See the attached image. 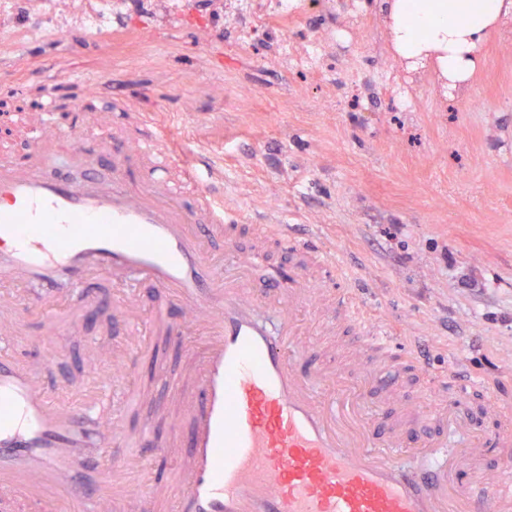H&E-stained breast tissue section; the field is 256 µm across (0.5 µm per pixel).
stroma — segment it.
Returning a JSON list of instances; mask_svg holds the SVG:
<instances>
[{
  "label": "stroma",
  "instance_id": "stroma-1",
  "mask_svg": "<svg viewBox=\"0 0 512 512\" xmlns=\"http://www.w3.org/2000/svg\"><path fill=\"white\" fill-rule=\"evenodd\" d=\"M350 2L303 0L297 18L247 44L202 0H128L92 42L79 14L93 0H53L45 10L57 39L33 38L36 0H21L0 20V87L15 91L0 109V148L26 139L19 112L40 101L46 78L133 96L223 179L243 220L314 226L339 260V287L398 336L405 389H422L404 351L421 336L428 367L471 383L474 429L491 437L503 425L489 401L512 403V19L481 43L474 74L454 90L396 53L377 0H360L357 28ZM310 43L322 46L314 70L282 52ZM139 292L151 349L132 383L146 401L167 403L155 424L166 442L182 405L148 366L183 371L186 353L156 333L155 292ZM94 294L97 305L79 301L74 326L36 315L15 323L22 360L50 368L64 391L91 381L122 333L110 281Z\"/></svg>",
  "mask_w": 512,
  "mask_h": 512
}]
</instances>
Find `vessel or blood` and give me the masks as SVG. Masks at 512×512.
Wrapping results in <instances>:
<instances>
[{"mask_svg": "<svg viewBox=\"0 0 512 512\" xmlns=\"http://www.w3.org/2000/svg\"><path fill=\"white\" fill-rule=\"evenodd\" d=\"M60 104L50 82L31 145L0 156V240L12 242L0 252V512H114L128 499L132 512H512V471L482 469L488 447L461 410L468 384L425 373L439 402H407L392 427L367 407L362 386L390 393L401 376L385 324L352 293L337 294L324 321L360 336L356 371L305 367L312 345L294 311L316 305L306 262L330 265L329 251L287 225H257L262 242L299 260L255 291L248 275L265 249H240L239 215L167 126L135 114L127 129L92 136L85 118L102 109L101 94L73 99L65 124ZM215 238L220 261L206 246ZM103 278L120 290L125 335L139 333L134 288L145 283L169 339L190 345L196 326L205 330L185 373L163 378L192 396L183 456L156 440L152 414L127 424L139 401L125 384L135 364L127 353L63 397L14 351L5 314L61 312ZM108 399L119 412L108 413ZM428 420L436 437L416 436ZM118 444L126 454L111 457ZM465 463L473 475L463 486ZM156 469L168 484L130 497L125 475Z\"/></svg>", "mask_w": 512, "mask_h": 512, "instance_id": "b4317fda", "label": "vessel or blood"}]
</instances>
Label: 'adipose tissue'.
Segmentation results:
<instances>
[{"label":"adipose tissue","mask_w":512,"mask_h":512,"mask_svg":"<svg viewBox=\"0 0 512 512\" xmlns=\"http://www.w3.org/2000/svg\"><path fill=\"white\" fill-rule=\"evenodd\" d=\"M396 52L422 64L433 62L455 88L476 68L483 39L512 15V0H382Z\"/></svg>","instance_id":"obj_1"}]
</instances>
